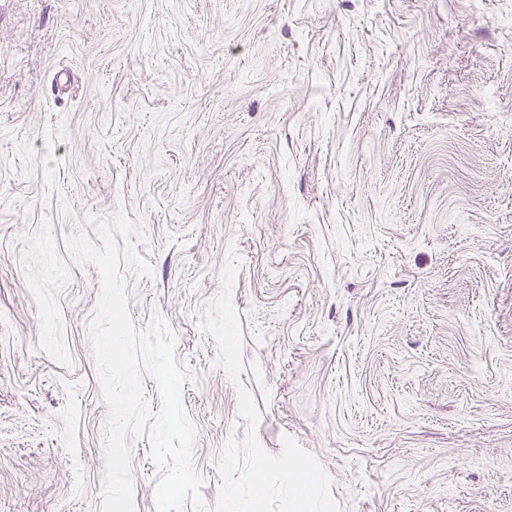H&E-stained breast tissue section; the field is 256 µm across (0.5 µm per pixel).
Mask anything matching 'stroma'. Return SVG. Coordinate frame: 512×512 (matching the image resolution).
<instances>
[{"label": "stroma", "mask_w": 512, "mask_h": 512, "mask_svg": "<svg viewBox=\"0 0 512 512\" xmlns=\"http://www.w3.org/2000/svg\"><path fill=\"white\" fill-rule=\"evenodd\" d=\"M120 212L206 505L242 385L340 512H512V0H0V512H101L67 239ZM233 252L236 383L200 327ZM130 460L155 512L148 437Z\"/></svg>", "instance_id": "stroma-1"}]
</instances>
